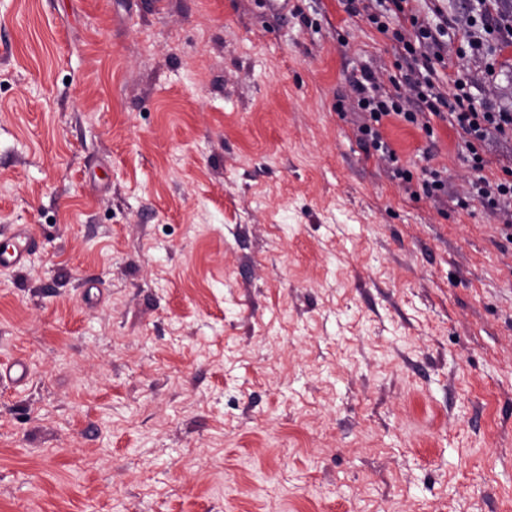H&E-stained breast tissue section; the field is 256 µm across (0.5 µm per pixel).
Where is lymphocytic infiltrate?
<instances>
[{"mask_svg":"<svg viewBox=\"0 0 512 512\" xmlns=\"http://www.w3.org/2000/svg\"><path fill=\"white\" fill-rule=\"evenodd\" d=\"M378 2L384 12L372 15L371 20L380 32L391 33L398 40L404 26L414 30V41L404 45L402 58L407 69L402 81L415 90L417 105L409 107L400 90H383L374 73L369 68H361L352 77L357 107L366 116L365 122L358 127L360 142L389 158L393 152L379 131L383 118L396 115L414 124L420 114L426 113L448 120L463 136L472 167L479 173L474 188L484 206L498 210L511 203L512 166L503 167L499 177H485L486 161L479 151V144L490 132L512 141V109L492 103L476 106L468 82L457 71L446 74L448 89L444 92L436 86L435 76L437 65L445 61V38L451 30H460L462 42L475 54L480 53L490 39L496 46L511 47L512 0H478L480 25L472 30L459 28L457 22L451 20L436 26L420 23L411 6L412 0Z\"/></svg>","mask_w":512,"mask_h":512,"instance_id":"obj_1","label":"lymphocytic infiltrate"}]
</instances>
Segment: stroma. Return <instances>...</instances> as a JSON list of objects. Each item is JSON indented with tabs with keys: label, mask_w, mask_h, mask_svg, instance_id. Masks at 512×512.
<instances>
[{
	"label": "stroma",
	"mask_w": 512,
	"mask_h": 512,
	"mask_svg": "<svg viewBox=\"0 0 512 512\" xmlns=\"http://www.w3.org/2000/svg\"><path fill=\"white\" fill-rule=\"evenodd\" d=\"M288 6L0 0V512H512L505 217L448 121L360 143L401 44ZM448 56L512 105V47ZM421 186L423 194L426 197L440 198L444 195H448V181L442 178L435 169H423ZM5 234L9 241L0 247V267L19 268L39 241L26 226L15 227Z\"/></svg>",
	"instance_id": "obj_1"
}]
</instances>
